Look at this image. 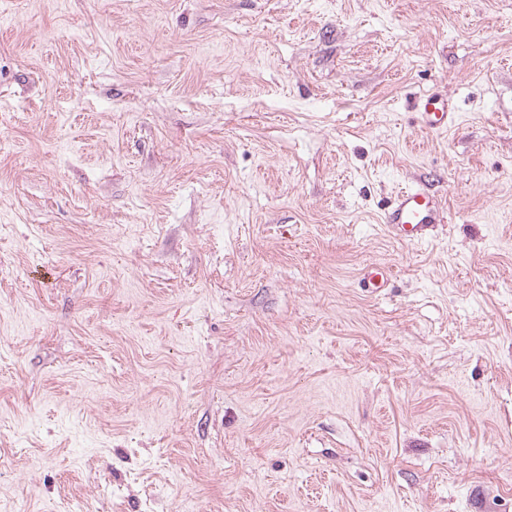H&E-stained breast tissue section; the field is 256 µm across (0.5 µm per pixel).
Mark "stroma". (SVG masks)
Returning <instances> with one entry per match:
<instances>
[{
    "label": "stroma",
    "instance_id": "35a3bbf8",
    "mask_svg": "<svg viewBox=\"0 0 512 512\" xmlns=\"http://www.w3.org/2000/svg\"><path fill=\"white\" fill-rule=\"evenodd\" d=\"M186 495L512 512V0H0V512ZM419 113L427 132L445 131L456 124L459 114L448 97L438 91L428 92L417 98L412 105ZM443 208L424 184H414L397 191L383 212L386 231L399 241L418 243L438 224Z\"/></svg>",
    "mask_w": 512,
    "mask_h": 512
}]
</instances>
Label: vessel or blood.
I'll list each match as a JSON object with an SVG mask.
<instances>
[{
    "instance_id": "1",
    "label": "vessel or blood",
    "mask_w": 512,
    "mask_h": 512,
    "mask_svg": "<svg viewBox=\"0 0 512 512\" xmlns=\"http://www.w3.org/2000/svg\"><path fill=\"white\" fill-rule=\"evenodd\" d=\"M427 132H440L456 124L459 115L447 96L431 91L413 103ZM443 208L436 196L425 185L414 184L397 191L387 202L383 212L386 231L399 241L417 243L428 234L433 224L439 223Z\"/></svg>"
}]
</instances>
